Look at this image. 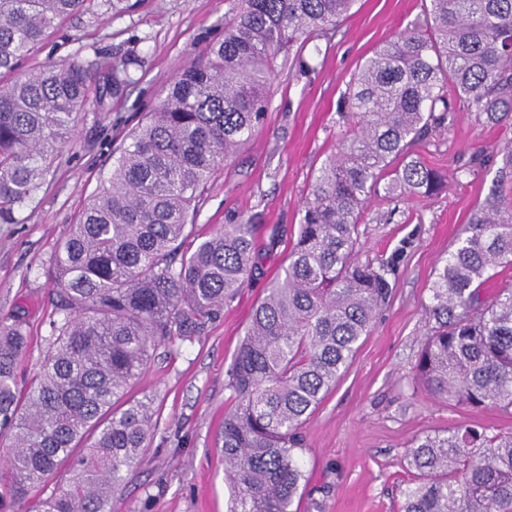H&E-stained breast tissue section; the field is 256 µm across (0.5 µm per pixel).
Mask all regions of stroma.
<instances>
[{
  "mask_svg": "<svg viewBox=\"0 0 512 512\" xmlns=\"http://www.w3.org/2000/svg\"><path fill=\"white\" fill-rule=\"evenodd\" d=\"M234 0H137L112 14L102 0L63 22L21 59L16 76L49 64L86 63L99 54H133L126 97L89 104L74 116V139L55 156L45 185L28 202L24 223L0 224V316L21 314L31 343L21 361L26 386L51 334L50 257L112 168V151L142 112L162 99L206 41L224 32ZM423 20L421 0H357L349 17L319 44L281 52L263 124L208 184L189 244L242 220L256 226L263 266L219 319L191 343L159 348L131 389L154 396L158 419L142 462L130 469L116 512H226L220 430L227 369L256 301L276 279L295 240L313 175L345 127L339 102L359 66L398 33ZM311 64L299 71L297 56ZM512 124L494 126L460 110L450 127L414 148L446 176L431 196L372 197L360 226V261H394L390 292L348 368L304 428L305 487L293 512H398L418 436L467 422L512 430V414L472 410L433 397L413 378L427 332L424 307L438 261L465 236L471 213L501 182L498 148Z\"/></svg>",
  "mask_w": 512,
  "mask_h": 512,
  "instance_id": "35a3bbf8",
  "label": "stroma"
}]
</instances>
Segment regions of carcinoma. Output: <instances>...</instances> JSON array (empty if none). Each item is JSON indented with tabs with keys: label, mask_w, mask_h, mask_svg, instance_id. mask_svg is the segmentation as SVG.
I'll list each match as a JSON object with an SVG mask.
<instances>
[{
	"label": "carcinoma",
	"mask_w": 512,
	"mask_h": 512,
	"mask_svg": "<svg viewBox=\"0 0 512 512\" xmlns=\"http://www.w3.org/2000/svg\"><path fill=\"white\" fill-rule=\"evenodd\" d=\"M88 0H0V71ZM425 28L397 34L343 96L347 125L318 169L298 235L253 308L227 370L221 432L227 512H292L302 488L303 429L336 386L385 304L387 262L357 259L360 218L380 193L430 196L445 176L412 147L461 107L512 120V0H422ZM356 0H241L224 36L171 81L112 151L110 177L49 263L58 319L30 385L17 388L25 319H0V512L69 477L41 512H115L153 432L154 398L126 399L154 352L193 342L262 265L256 228L239 222L189 252V217L214 172L263 123L275 60L327 36ZM132 55H103L0 81V224H19L91 84L122 98ZM441 261L425 306L414 378L435 397L512 411V284L481 287L512 265V199L475 210ZM400 512H512V432L469 423L415 438Z\"/></svg>",
	"instance_id": "obj_1"
}]
</instances>
